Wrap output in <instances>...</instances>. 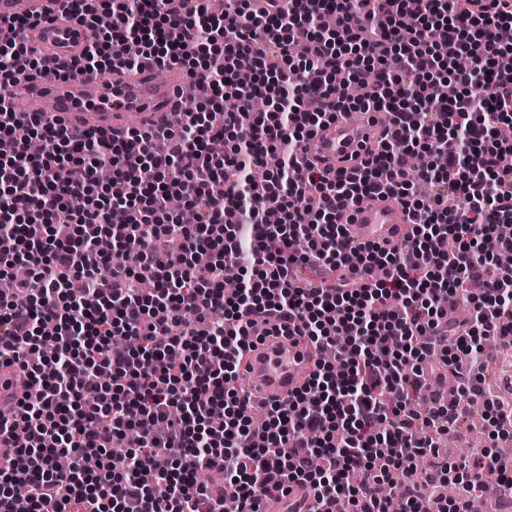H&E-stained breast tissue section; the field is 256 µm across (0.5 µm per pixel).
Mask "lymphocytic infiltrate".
<instances>
[{
  "mask_svg": "<svg viewBox=\"0 0 512 512\" xmlns=\"http://www.w3.org/2000/svg\"><path fill=\"white\" fill-rule=\"evenodd\" d=\"M59 3L96 31L67 60L29 47L36 19H0V266L30 272L0 295V365L40 389L0 417V512L17 486L29 512H265L303 483L309 512H387L398 478L405 512H472L485 480L511 492L512 461L449 463L437 440L473 403L493 437L512 427L486 380L491 346L512 348V0ZM172 67L206 105L163 133L59 127L8 95L29 74ZM369 110L391 128L357 167L300 162L319 128ZM272 152L279 168L255 181ZM382 194L411 237L352 246L345 212ZM168 196L195 223L159 208ZM268 319L336 359L257 429L233 350ZM421 457L441 466L419 481Z\"/></svg>",
  "mask_w": 512,
  "mask_h": 512,
  "instance_id": "1",
  "label": "lymphocytic infiltrate"
}]
</instances>
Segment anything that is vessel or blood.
Returning <instances> with one entry per match:
<instances>
[{"instance_id": "vessel-or-blood-1", "label": "vessel or blood", "mask_w": 512, "mask_h": 512, "mask_svg": "<svg viewBox=\"0 0 512 512\" xmlns=\"http://www.w3.org/2000/svg\"><path fill=\"white\" fill-rule=\"evenodd\" d=\"M52 0H0V17L19 11L39 18L27 36L33 46L62 57L78 55L94 37V31L78 18L49 22L45 16ZM182 82L179 70L167 79L143 70L121 81L103 75L83 74L60 79L23 81L13 87L12 100L22 104L35 99L46 121L72 129L112 131L137 127L153 129L162 123L163 110L178 99ZM389 123L387 113L361 115L350 121L337 118L304 144L310 159H324L329 166L350 167L364 137L375 136ZM346 234L353 244L377 243L390 248L405 242L411 221L401 204L390 196H373L359 201L348 213ZM251 346L239 359L238 386L254 398L272 403L303 387L313 368L316 354L298 331L283 334L274 323L257 324L250 330Z\"/></svg>"}]
</instances>
